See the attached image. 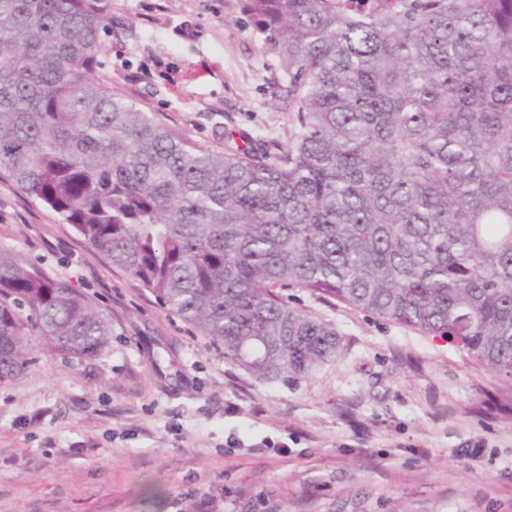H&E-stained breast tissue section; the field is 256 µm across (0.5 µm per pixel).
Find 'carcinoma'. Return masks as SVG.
Returning <instances> with one entry per match:
<instances>
[{
    "instance_id": "obj_1",
    "label": "carcinoma",
    "mask_w": 512,
    "mask_h": 512,
    "mask_svg": "<svg viewBox=\"0 0 512 512\" xmlns=\"http://www.w3.org/2000/svg\"><path fill=\"white\" fill-rule=\"evenodd\" d=\"M276 59L281 153L204 149L95 77L112 0H0V178L262 382L333 363L306 288L512 383V0H241ZM112 324L0 247V384Z\"/></svg>"
}]
</instances>
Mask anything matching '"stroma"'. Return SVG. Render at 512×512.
<instances>
[{
	"instance_id": "obj_1",
	"label": "stroma",
	"mask_w": 512,
	"mask_h": 512,
	"mask_svg": "<svg viewBox=\"0 0 512 512\" xmlns=\"http://www.w3.org/2000/svg\"><path fill=\"white\" fill-rule=\"evenodd\" d=\"M100 78L201 146L295 120L241 0H112ZM0 246L112 322L96 365L0 385V512H512V383L447 341L302 288L336 361L257 380L0 179Z\"/></svg>"
}]
</instances>
